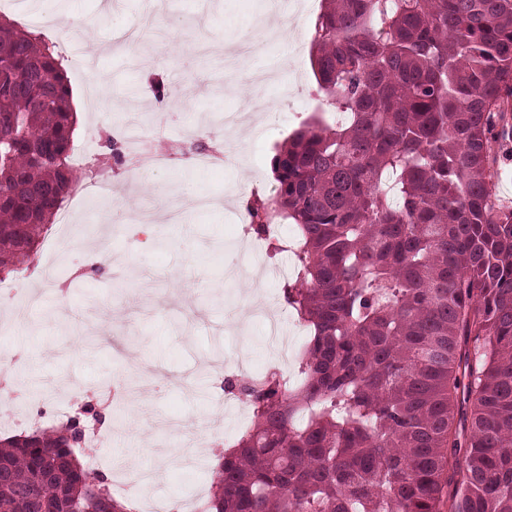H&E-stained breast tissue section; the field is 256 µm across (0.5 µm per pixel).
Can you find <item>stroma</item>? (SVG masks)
Returning <instances> with one entry per match:
<instances>
[{
  "label": "stroma",
  "instance_id": "stroma-1",
  "mask_svg": "<svg viewBox=\"0 0 512 512\" xmlns=\"http://www.w3.org/2000/svg\"><path fill=\"white\" fill-rule=\"evenodd\" d=\"M150 2L163 24L189 36L160 50L143 41L139 54L148 64L136 69L116 37ZM303 4L289 16L287 35L264 43L230 80L222 48L255 16L270 15L267 0H41L39 5L42 19L35 27L62 56L96 46L93 71L69 60L66 65L78 115L74 148L88 149L94 158L105 154L107 135L115 134L129 109L136 108L148 125L164 132L160 146L176 160L139 179L127 163L84 178L66 201L75 237L53 276L44 274L41 248L34 267L0 277L41 295L28 321L13 322L0 311V362L9 361L15 387L10 401L0 404V417L23 408L52 411L78 389L110 398L118 378L158 380L147 414L138 412L136 402L113 401L120 416L106 425L111 445L86 454L106 458L111 475L130 472L134 461L159 469L153 494L165 501L209 489L215 473L212 452L189 460L175 456V449L190 441L203 444L206 429L231 434L239 427L233 408L216 403L223 371H206V363L241 356L259 368L274 353L264 322L233 328L228 314L280 297V281L250 268L229 285L224 264L230 247L239 244L237 224L252 187L261 186L267 194L275 187L271 161L276 148L320 109L310 51L303 43L323 0ZM70 13L89 28V41L70 36L61 25ZM258 67L275 74L264 89L260 112L253 109L248 81ZM159 82L169 92L161 101L154 92ZM295 87L303 99L291 106L287 98ZM228 112L242 113L248 127L233 163L204 170L180 158L182 144L201 133L224 135L221 121ZM102 182L111 183L116 194L114 203L104 207L99 204ZM188 186L210 197L212 207L167 223V199Z\"/></svg>",
  "mask_w": 512,
  "mask_h": 512
}]
</instances>
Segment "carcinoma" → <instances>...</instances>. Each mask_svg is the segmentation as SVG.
I'll return each mask as SVG.
<instances>
[{
  "label": "carcinoma",
  "mask_w": 512,
  "mask_h": 512,
  "mask_svg": "<svg viewBox=\"0 0 512 512\" xmlns=\"http://www.w3.org/2000/svg\"><path fill=\"white\" fill-rule=\"evenodd\" d=\"M310 44L324 111L272 159L250 229L296 230L282 294L299 380L228 383L252 422L202 512H512V211L493 212L512 96V0H327ZM52 46L0 21V272L37 253L80 181ZM0 442V512H134L80 429Z\"/></svg>",
  "instance_id": "carcinoma-1"
}]
</instances>
